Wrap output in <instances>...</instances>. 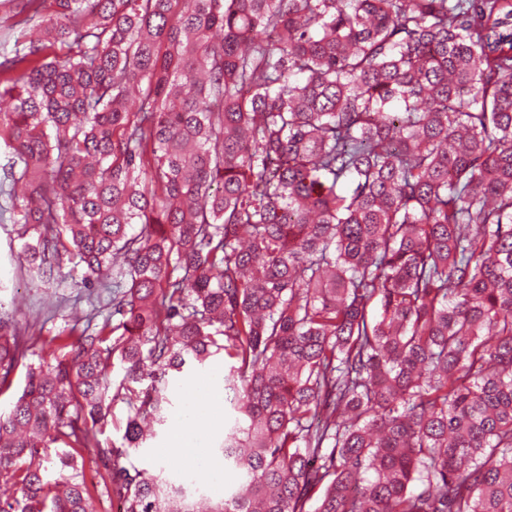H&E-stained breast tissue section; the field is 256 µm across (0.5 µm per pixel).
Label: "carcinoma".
<instances>
[{
  "label": "carcinoma",
  "mask_w": 512,
  "mask_h": 512,
  "mask_svg": "<svg viewBox=\"0 0 512 512\" xmlns=\"http://www.w3.org/2000/svg\"><path fill=\"white\" fill-rule=\"evenodd\" d=\"M19 3L18 262L120 292L26 365L0 512H87L88 464L121 512H198L120 459L217 356L208 512H512V0ZM33 347L0 320V388Z\"/></svg>",
  "instance_id": "obj_1"
}]
</instances>
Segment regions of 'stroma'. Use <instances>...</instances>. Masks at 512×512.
Segmentation results:
<instances>
[{"label": "stroma", "instance_id": "1", "mask_svg": "<svg viewBox=\"0 0 512 512\" xmlns=\"http://www.w3.org/2000/svg\"><path fill=\"white\" fill-rule=\"evenodd\" d=\"M9 205L8 197L0 193V309L16 312L21 321L41 326L37 349L43 352L52 348L58 331L71 328L74 322L86 321L91 315L100 318L109 315L116 290L107 284L96 288L93 295H86L79 268L66 260L61 262L55 278L49 281L18 267L15 255L23 241L18 225L13 224L7 213ZM201 381L216 399L199 411V419L207 423L208 429L199 439L203 458L196 461L172 452L170 445L174 432L172 420L182 410L180 401ZM168 389L175 401L170 411L171 422L166 423L160 436L151 441L149 450L133 455L132 460L149 470L162 465L173 473L189 471L193 473L198 488L204 489L211 499H220L227 484L217 476L221 462L213 457L212 450L219 447L224 439L223 360L213 361L206 368L185 377L170 379Z\"/></svg>", "mask_w": 512, "mask_h": 512}]
</instances>
